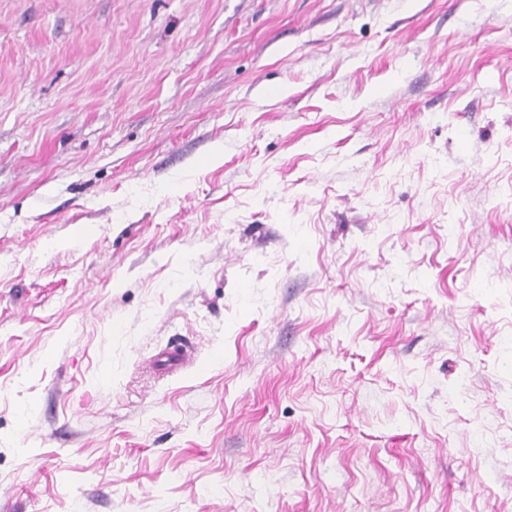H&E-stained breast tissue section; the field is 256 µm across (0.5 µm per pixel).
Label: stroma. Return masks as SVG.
<instances>
[{
	"label": "stroma",
	"mask_w": 512,
	"mask_h": 512,
	"mask_svg": "<svg viewBox=\"0 0 512 512\" xmlns=\"http://www.w3.org/2000/svg\"><path fill=\"white\" fill-rule=\"evenodd\" d=\"M0 512H512V0H0ZM155 363H160L171 373L187 369L192 365L185 347H174L160 352Z\"/></svg>",
	"instance_id": "1"
}]
</instances>
